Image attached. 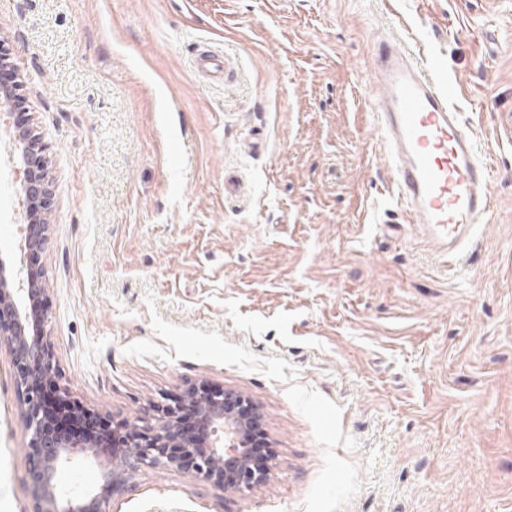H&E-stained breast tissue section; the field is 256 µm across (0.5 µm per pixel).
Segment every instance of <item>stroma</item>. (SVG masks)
Masks as SVG:
<instances>
[{
    "label": "stroma",
    "mask_w": 512,
    "mask_h": 512,
    "mask_svg": "<svg viewBox=\"0 0 512 512\" xmlns=\"http://www.w3.org/2000/svg\"><path fill=\"white\" fill-rule=\"evenodd\" d=\"M392 30L491 167L466 267L392 192ZM0 46L48 161L61 384L126 426L219 386L275 453L243 491L143 468L110 512H512V0H0ZM17 130L0 110L5 257ZM17 377L0 345V512H32Z\"/></svg>",
    "instance_id": "stroma-1"
}]
</instances>
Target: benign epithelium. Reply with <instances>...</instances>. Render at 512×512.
Returning a JSON list of instances; mask_svg holds the SVG:
<instances>
[{
    "instance_id": "7a95c632",
    "label": "benign epithelium",
    "mask_w": 512,
    "mask_h": 512,
    "mask_svg": "<svg viewBox=\"0 0 512 512\" xmlns=\"http://www.w3.org/2000/svg\"><path fill=\"white\" fill-rule=\"evenodd\" d=\"M17 160L22 173L19 196L30 224L26 225L19 250L22 257L41 253L49 239L50 225L36 223L49 207L50 189L47 160L38 148L37 134L28 130L16 138ZM43 272L24 264L9 266L0 258V341L5 343L18 368L17 386L25 407L29 433V477L34 502L33 512H110L111 497L145 465L177 467V460L164 449L170 446L179 406L161 404L156 413L139 421L121 448L101 468V482L93 490L72 496L59 488V473L73 459L98 462L95 444L76 431L55 432L44 425L43 411L49 400L65 401L68 390L55 385V391L43 388V382L58 374L50 346V317L38 306L45 294ZM242 397L221 388L201 390L198 413L211 427L210 439L198 443L189 438L184 443L193 454L192 471L206 481L222 476L221 460L226 456L242 463L239 474L228 488H252L262 484L266 474L255 473L246 463L248 423L238 414L236 405Z\"/></svg>"
}]
</instances>
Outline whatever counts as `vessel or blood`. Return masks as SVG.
I'll return each mask as SVG.
<instances>
[{"mask_svg": "<svg viewBox=\"0 0 512 512\" xmlns=\"http://www.w3.org/2000/svg\"><path fill=\"white\" fill-rule=\"evenodd\" d=\"M372 77L379 91L371 110L391 152L397 200L442 252L459 259L494 208L491 168L450 90L405 44L378 39Z\"/></svg>", "mask_w": 512, "mask_h": 512, "instance_id": "vessel-or-blood-1", "label": "vessel or blood"}]
</instances>
